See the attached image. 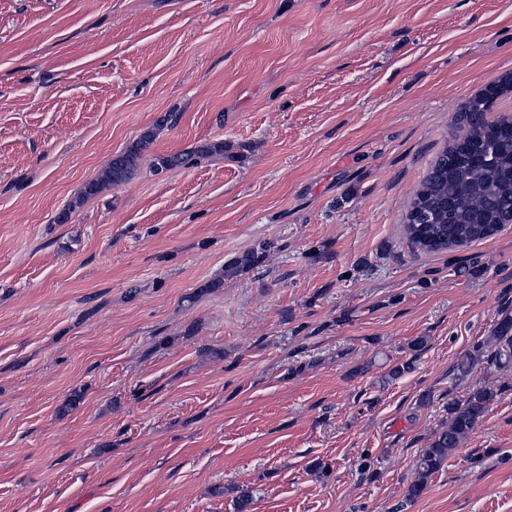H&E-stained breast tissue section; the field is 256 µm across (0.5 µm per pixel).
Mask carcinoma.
<instances>
[{"label": "carcinoma", "mask_w": 512, "mask_h": 512, "mask_svg": "<svg viewBox=\"0 0 512 512\" xmlns=\"http://www.w3.org/2000/svg\"><path fill=\"white\" fill-rule=\"evenodd\" d=\"M479 94L469 99L455 116L461 133L451 138L444 150L435 158L419 188L414 192L407 213L418 209L432 217L427 233L435 236L433 244L422 239L411 225L406 233L412 244L427 252L462 249L502 231L500 224L507 200H512V176L506 169L508 162L493 159L483 168L457 154L458 145L466 142L471 146L489 148L487 128L491 122L487 113L493 111ZM168 119H159L155 130L144 133L138 141L115 155L100 175L88 182L81 196L69 204L57 221H68L70 213L84 201L111 187L128 182L137 171L144 150L152 142L155 131L164 127ZM227 145L213 142L199 145L183 156H157L153 167L169 170L191 156L204 157L223 154ZM484 366L485 372H502L512 369V314L504 311L491 336L473 345L460 357L451 372L458 381L465 382L475 368ZM506 392V386L478 381L467 386L460 398L450 397L444 406L445 419L432 432L426 446L420 449L406 498L416 500L428 486L429 479L438 472L475 427L482 422L489 408Z\"/></svg>", "instance_id": "carcinoma-1"}]
</instances>
